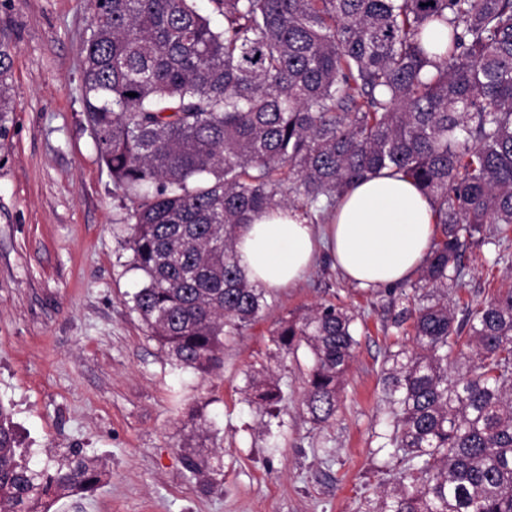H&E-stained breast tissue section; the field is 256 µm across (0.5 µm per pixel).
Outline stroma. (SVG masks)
Listing matches in <instances>:
<instances>
[{
  "label": "stroma",
  "instance_id": "1",
  "mask_svg": "<svg viewBox=\"0 0 512 512\" xmlns=\"http://www.w3.org/2000/svg\"><path fill=\"white\" fill-rule=\"evenodd\" d=\"M88 0H0L13 40L14 112L0 137V405L33 469L100 457L93 491L51 512H371L401 465L384 445L394 415L381 378L403 329L399 286L362 289L321 259L267 294L264 317L226 341L220 367L176 364L132 308L144 285L125 244L129 200L102 165L85 112ZM488 266L463 256L455 310L512 284V245ZM357 316L340 406L317 423L302 407L311 362L273 341L279 320L320 304ZM281 389L278 415L249 405L250 377ZM205 478L184 467L189 454Z\"/></svg>",
  "mask_w": 512,
  "mask_h": 512
}]
</instances>
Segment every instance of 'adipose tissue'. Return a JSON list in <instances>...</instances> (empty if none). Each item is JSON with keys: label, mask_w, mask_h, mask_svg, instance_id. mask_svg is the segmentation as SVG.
Here are the masks:
<instances>
[{"label": "adipose tissue", "mask_w": 512, "mask_h": 512, "mask_svg": "<svg viewBox=\"0 0 512 512\" xmlns=\"http://www.w3.org/2000/svg\"><path fill=\"white\" fill-rule=\"evenodd\" d=\"M435 221L428 197L383 171L351 186L329 223H307L289 206L265 211L241 231L237 256L246 278L270 290L294 287L323 254L356 287L381 288L422 266Z\"/></svg>", "instance_id": "1"}]
</instances>
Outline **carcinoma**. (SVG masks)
<instances>
[{"instance_id":"obj_1","label":"carcinoma","mask_w":512,"mask_h":512,"mask_svg":"<svg viewBox=\"0 0 512 512\" xmlns=\"http://www.w3.org/2000/svg\"><path fill=\"white\" fill-rule=\"evenodd\" d=\"M90 0L85 110L100 161L131 202L127 244L145 284L149 335L180 365H218L224 339L268 309L236 254L253 216L289 205L325 218L355 181L385 168L434 205L436 235L395 325L412 345L383 376L403 464L375 512H512V285L462 318L448 289L466 244L512 236V0ZM434 23L448 39L433 43ZM0 37V134L14 111ZM136 96L129 97L127 93ZM304 345V410L336 413L357 345L334 304L279 322ZM270 406L280 388L249 381ZM0 405V512L93 490L96 459L34 470Z\"/></svg>"}]
</instances>
